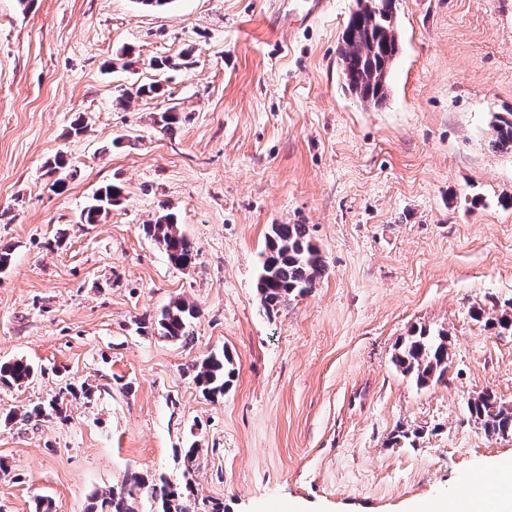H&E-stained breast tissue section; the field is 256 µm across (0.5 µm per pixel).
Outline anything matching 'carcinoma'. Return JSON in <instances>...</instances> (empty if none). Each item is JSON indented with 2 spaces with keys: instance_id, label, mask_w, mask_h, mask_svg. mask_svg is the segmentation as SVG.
I'll return each mask as SVG.
<instances>
[{
  "instance_id": "carcinoma-1",
  "label": "carcinoma",
  "mask_w": 512,
  "mask_h": 512,
  "mask_svg": "<svg viewBox=\"0 0 512 512\" xmlns=\"http://www.w3.org/2000/svg\"><path fill=\"white\" fill-rule=\"evenodd\" d=\"M374 10L365 11L357 19H349L338 49V65L343 88L360 102L378 107L390 92V74L400 52L397 26L394 25L395 0H375ZM179 113L170 109L156 118V125L172 133L179 123ZM495 147L512 150V112L495 117L493 124ZM122 189L110 184L98 189L81 211L79 222L97 224L112 207L118 205ZM145 232L166 253L171 264L189 267L195 260L192 243L177 228L172 213L160 215L155 223L144 225ZM326 272L324 257L312 243L305 224H272L265 236L260 253L256 293L267 313L275 312L292 299L308 293ZM197 310L189 303L177 300L162 308L155 320L157 334L171 340L190 336V324ZM474 319L490 327L512 332V318L501 316L493 320L485 310L476 308ZM448 331H431L420 327L411 332L395 348L393 363L417 385L445 380L448 374ZM35 375L33 365L24 359L0 363V383L21 385ZM235 377L234 363L226 351L215 352L195 366L194 382L208 397L223 396ZM469 417L490 436L512 435V407L498 400L491 390H483L467 402ZM47 412H61L59 397L40 403L24 417H40ZM198 449L182 450L185 471L183 480L173 482L163 476L146 479L136 473L126 485L102 496L92 497L89 512H135L133 503L142 499L149 512H189L187 502L195 494L191 475Z\"/></svg>"
}]
</instances>
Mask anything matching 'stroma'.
Listing matches in <instances>:
<instances>
[{
  "mask_svg": "<svg viewBox=\"0 0 512 512\" xmlns=\"http://www.w3.org/2000/svg\"><path fill=\"white\" fill-rule=\"evenodd\" d=\"M395 4L374 109L337 65L356 0L310 20L302 0H0V362L42 369L0 384V512H88L131 474L180 480L190 446L198 502L224 512H412L496 487L512 437L467 401L512 405V335L471 317L512 316V153L491 146L512 112V0ZM156 76L162 96L133 94ZM108 184L120 203L79 223ZM166 212L188 268L143 230ZM273 224L307 225L327 270L268 314ZM178 299L198 310L188 340L137 332ZM421 326L450 342L446 381L424 387L392 362ZM223 349L236 372L213 400L194 366ZM54 394L62 416L24 420ZM469 417L490 436L512 435V407L505 405L492 390H483L467 402Z\"/></svg>",
  "mask_w": 512,
  "mask_h": 512,
  "instance_id": "obj_1",
  "label": "stroma"
}]
</instances>
